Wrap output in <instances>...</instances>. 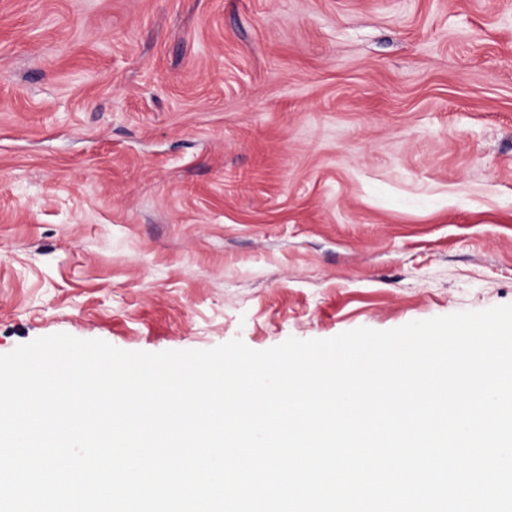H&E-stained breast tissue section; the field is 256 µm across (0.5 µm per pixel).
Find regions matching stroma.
Returning a JSON list of instances; mask_svg holds the SVG:
<instances>
[{
	"mask_svg": "<svg viewBox=\"0 0 512 512\" xmlns=\"http://www.w3.org/2000/svg\"><path fill=\"white\" fill-rule=\"evenodd\" d=\"M512 304V0H0V355Z\"/></svg>",
	"mask_w": 512,
	"mask_h": 512,
	"instance_id": "stroma-1",
	"label": "stroma"
}]
</instances>
